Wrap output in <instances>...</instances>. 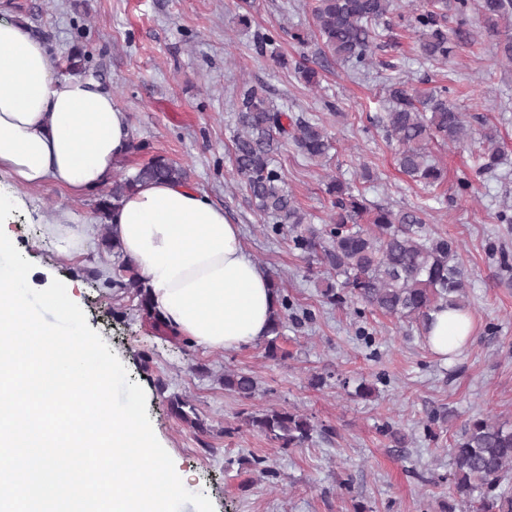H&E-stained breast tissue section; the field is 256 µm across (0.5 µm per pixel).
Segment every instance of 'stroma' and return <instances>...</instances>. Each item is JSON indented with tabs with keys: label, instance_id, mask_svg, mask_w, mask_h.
I'll return each mask as SVG.
<instances>
[{
	"label": "stroma",
	"instance_id": "35a3bbf8",
	"mask_svg": "<svg viewBox=\"0 0 512 512\" xmlns=\"http://www.w3.org/2000/svg\"><path fill=\"white\" fill-rule=\"evenodd\" d=\"M313 0H251L249 23L239 21L238 0H0V18L23 23L46 43L57 72H64L72 45L85 52V71L112 93L126 112L133 149L114 164V175H131L152 157L185 166L190 182L240 225L246 251L275 277L294 301V318L266 358L263 345L208 351L175 344L155 332L130 292L96 279L101 264L116 257L100 240L90 242L78 263L61 262L53 240L31 211L51 217L70 210L78 224H100L98 191L73 197L53 183L28 195V210L12 211L4 224L17 249L33 264L31 286L76 281L78 305L146 393L159 442L190 478V489L208 495L215 512H441L452 470L448 448L472 416L512 422V69L500 63L499 37L476 13L449 12L448 25L471 29L473 43L445 63H424L418 37L406 17L380 24L379 47L366 73L332 63L308 86L291 62L313 55L291 31H310ZM278 33L280 57L260 53L257 34ZM429 90L444 86L471 125L463 145L432 146L447 177L425 187L399 173L395 145L366 121L382 111L390 77ZM261 85L289 111L320 118L334 141L328 158L304 160L292 141L278 155L290 193L313 224L333 212L326 192L330 177L348 182L369 203L392 210L424 207L429 231L458 245L456 262L467 284L473 331L451 360L434 355L414 326L378 312L355 314L323 304L329 277L309 270L286 236L269 234L267 218L250 203L232 166V97L243 86ZM337 111H330V104ZM493 129L503 159L493 174L478 170L484 129ZM369 165L372 181L360 179ZM467 177L469 194L457 191ZM255 376L260 391L242 402L224 389L225 369ZM326 386L311 387L316 373ZM370 384L369 398L355 394ZM180 397L201 422L176 418L168 401ZM271 404L313 417L322 428L301 448H282L243 426L238 413ZM453 418L431 423L435 411ZM392 424L406 437L395 447L382 431ZM268 461L276 477L255 471Z\"/></svg>",
	"mask_w": 512,
	"mask_h": 512
}]
</instances>
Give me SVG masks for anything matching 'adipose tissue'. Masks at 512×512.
Returning a JSON list of instances; mask_svg holds the SVG:
<instances>
[{
  "instance_id": "ef3b65f1",
  "label": "adipose tissue",
  "mask_w": 512,
  "mask_h": 512,
  "mask_svg": "<svg viewBox=\"0 0 512 512\" xmlns=\"http://www.w3.org/2000/svg\"><path fill=\"white\" fill-rule=\"evenodd\" d=\"M125 112L93 76H59L46 45L20 22L0 20V175L20 193L55 183L79 196L105 182L130 144ZM111 232L151 289L165 323L211 351L261 342L276 297L268 275L242 243L241 228L222 207L187 184H140L111 216ZM46 233L61 259L73 262L93 230L61 212ZM472 331L465 312L433 314L426 344L445 358L460 352Z\"/></svg>"
}]
</instances>
